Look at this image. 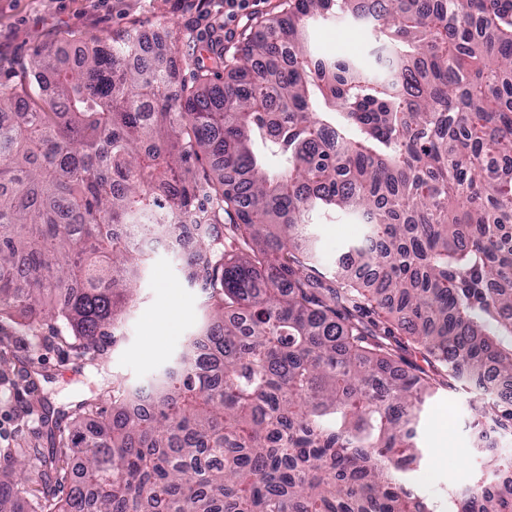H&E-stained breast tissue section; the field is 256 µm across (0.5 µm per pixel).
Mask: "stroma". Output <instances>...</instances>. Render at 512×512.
I'll use <instances>...</instances> for the list:
<instances>
[{
	"label": "stroma",
	"mask_w": 512,
	"mask_h": 512,
	"mask_svg": "<svg viewBox=\"0 0 512 512\" xmlns=\"http://www.w3.org/2000/svg\"><path fill=\"white\" fill-rule=\"evenodd\" d=\"M282 0H262L257 15L238 17L236 38L224 43V0H0V74L19 72L32 50L69 46L71 32L103 37L138 26L184 32L180 57L206 56L222 48L234 54L257 20L281 11ZM318 51L361 56L371 47L369 28L327 20L310 28ZM320 271H329L362 225L339 217L312 225ZM206 317L204 295L182 271L181 257L168 243L154 244L136 284L133 302L115 340L104 341L97 359L80 355L75 340L44 324L28 331L0 322V348L9 351L0 368V448L22 444L48 451L59 439L43 412L70 422L78 404L91 402L98 417L112 412V379L145 387L175 364L184 342ZM480 394L473 382L438 387L427 398L417 426L422 459L416 466L420 494L447 496L474 484L489 460L512 455V432L477 422L472 409Z\"/></svg>",
	"instance_id": "1"
}]
</instances>
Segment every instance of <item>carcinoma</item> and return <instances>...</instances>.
Instances as JSON below:
<instances>
[{
    "label": "carcinoma",
    "mask_w": 512,
    "mask_h": 512,
    "mask_svg": "<svg viewBox=\"0 0 512 512\" xmlns=\"http://www.w3.org/2000/svg\"><path fill=\"white\" fill-rule=\"evenodd\" d=\"M336 15L371 28L372 67L313 47ZM71 40L76 66L37 48L0 81V317L96 348L161 236L195 239L211 313L149 389L75 418L48 477L74 447L79 480L32 512H512V458L440 504L401 477L433 384L512 379V0H288L193 86L171 29ZM336 211L365 234L326 275L310 226ZM383 310L428 368L365 326ZM475 411L512 427V397ZM36 454L0 448V512Z\"/></svg>",
    "instance_id": "1"
}]
</instances>
